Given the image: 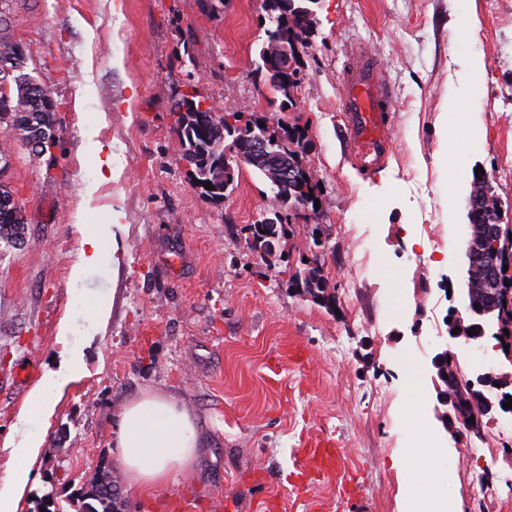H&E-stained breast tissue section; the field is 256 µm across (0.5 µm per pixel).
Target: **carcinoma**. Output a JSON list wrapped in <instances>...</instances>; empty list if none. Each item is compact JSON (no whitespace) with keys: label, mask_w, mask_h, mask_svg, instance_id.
I'll use <instances>...</instances> for the list:
<instances>
[{"label":"carcinoma","mask_w":512,"mask_h":512,"mask_svg":"<svg viewBox=\"0 0 512 512\" xmlns=\"http://www.w3.org/2000/svg\"><path fill=\"white\" fill-rule=\"evenodd\" d=\"M320 0H266L270 27L265 30L266 40L259 51V62H265V55L272 44L284 39L293 40L305 46L314 33L317 24L312 6ZM10 26L0 13V132L6 134L17 131L22 140L36 145L35 152L41 154L53 147L57 140L56 105L50 93L33 77L24 72V54L9 32ZM301 70L288 77V82L270 86L273 95H281L283 103L293 106L294 91L301 83ZM16 94H11V90ZM175 131L179 140V151L189 167L193 187L214 203H221L233 186L234 174L225 171L218 162L224 160L228 149L243 150L244 145H225L227 138L240 137L242 131L254 122V114L226 112L221 116L212 107H202V102L193 94H184L175 111ZM281 131L293 145L291 154L306 158L307 140L305 132L296 125H281ZM210 182L214 189L205 188ZM276 206L290 213L315 210V190L317 183L304 181L285 187L275 186ZM470 197L478 200L477 207L468 212L472 228L471 245L484 251L491 244L487 235L488 225L494 223L493 215L498 213L501 203L495 193L492 181L484 176L475 180ZM25 218L15 192L5 182L0 181V240L18 239L24 230ZM284 225L267 224L249 227L247 243L251 249H258L257 239L280 236ZM292 283L296 288L311 296L315 302L330 305L334 295L328 291V284L321 274L319 265L306 266L294 272ZM496 335L507 341L512 339V309H499ZM448 395L453 398L456 411L472 417L481 412L482 403L470 398L467 391L459 388L454 374L448 376ZM77 512H125V500L118 492L117 480L104 465L86 480L77 495Z\"/></svg>","instance_id":"cac0c4a2"}]
</instances>
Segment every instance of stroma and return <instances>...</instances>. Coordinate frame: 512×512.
Here are the masks:
<instances>
[{"label":"stroma","instance_id":"1","mask_svg":"<svg viewBox=\"0 0 512 512\" xmlns=\"http://www.w3.org/2000/svg\"><path fill=\"white\" fill-rule=\"evenodd\" d=\"M5 0L26 73L57 107L58 143L37 156L0 134L10 156L1 179L26 218L21 240H0V479L14 467L11 443L41 439L19 512H41L46 496L76 498L81 478L111 464L119 408L151 392L185 408L202 448L190 471L149 489L119 487L128 512H342L346 494L372 512H405L410 490L425 512H503L512 502V459L499 440L512 416L499 413L482 438L454 442L437 418L430 360L451 348L501 366L494 340L479 353L449 346L450 319L466 312L470 227L448 221L468 210L449 200L459 173L483 169L512 224V0H320L319 24L301 54L304 79L281 109L252 71L265 38L263 0ZM476 15L465 32L452 13ZM383 62L396 110L383 161L362 167L339 110L343 67L357 48ZM486 61L482 91L462 111H443L467 54ZM192 55L185 67L182 57ZM217 114L255 107L270 125L304 127L306 161L323 189L318 213L284 216L291 230L272 257L246 243L247 227L275 208L268 180L250 167L218 205L192 186L174 128L182 93ZM475 126L484 144L449 141L456 167L434 164L442 125ZM112 143L111 183L91 200L97 175L81 129ZM392 181L395 197L371 187ZM94 224L110 211L119 258L104 254L81 280L78 208ZM320 227L325 251L307 232ZM438 227L429 236L426 225ZM414 246H407V239ZM323 254L336 293L327 308L289 283L302 260ZM112 300L105 328L84 305ZM74 325L84 375L36 415L31 391L58 370L59 325ZM33 376L17 384L24 361ZM314 448L337 449L341 466L312 475L307 493L290 481ZM438 458H430V449Z\"/></svg>","mask_w":512,"mask_h":512}]
</instances>
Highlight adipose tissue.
<instances>
[{"instance_id":"ef3b65f1","label":"adipose tissue","mask_w":512,"mask_h":512,"mask_svg":"<svg viewBox=\"0 0 512 512\" xmlns=\"http://www.w3.org/2000/svg\"><path fill=\"white\" fill-rule=\"evenodd\" d=\"M114 240L111 219L83 225L80 249L71 269L72 277L81 279L89 269L98 265L104 248ZM73 332L72 323L66 321L61 324L58 336L66 343ZM84 369L81 348L66 343L60 369L44 375L32 393L35 413L49 415L54 407V392L64 382L80 378ZM200 444L197 428L186 411L168 399L147 395L121 407L114 428L116 451L112 464L134 487L159 486L167 483L173 473L190 466ZM37 448V442L31 440L21 441L14 448L17 471L0 483V512H18L20 490L28 479L29 460Z\"/></svg>"}]
</instances>
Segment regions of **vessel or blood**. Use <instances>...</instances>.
I'll list each match as a JSON object with an SVG mask.
<instances>
[{
	"mask_svg": "<svg viewBox=\"0 0 512 512\" xmlns=\"http://www.w3.org/2000/svg\"><path fill=\"white\" fill-rule=\"evenodd\" d=\"M341 110L355 157L365 165L386 152L394 105L381 62L360 49L353 53L340 80Z\"/></svg>",
	"mask_w": 512,
	"mask_h": 512,
	"instance_id": "vessel-or-blood-1",
	"label": "vessel or blood"
}]
</instances>
